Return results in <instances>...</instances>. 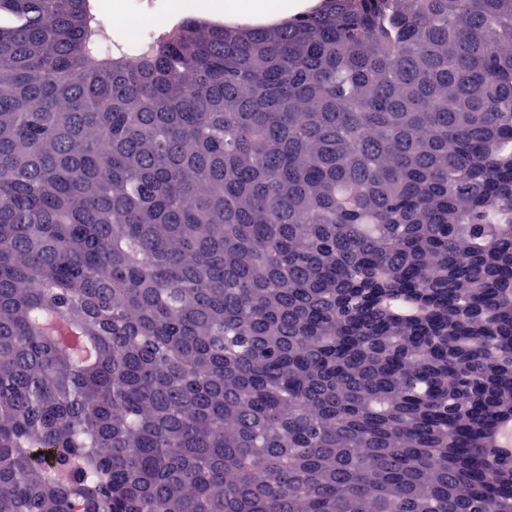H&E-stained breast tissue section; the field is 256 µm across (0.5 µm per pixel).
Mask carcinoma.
Returning a JSON list of instances; mask_svg holds the SVG:
<instances>
[{
    "mask_svg": "<svg viewBox=\"0 0 512 512\" xmlns=\"http://www.w3.org/2000/svg\"><path fill=\"white\" fill-rule=\"evenodd\" d=\"M105 39L0 0V512H512V0Z\"/></svg>",
    "mask_w": 512,
    "mask_h": 512,
    "instance_id": "1",
    "label": "carcinoma"
}]
</instances>
